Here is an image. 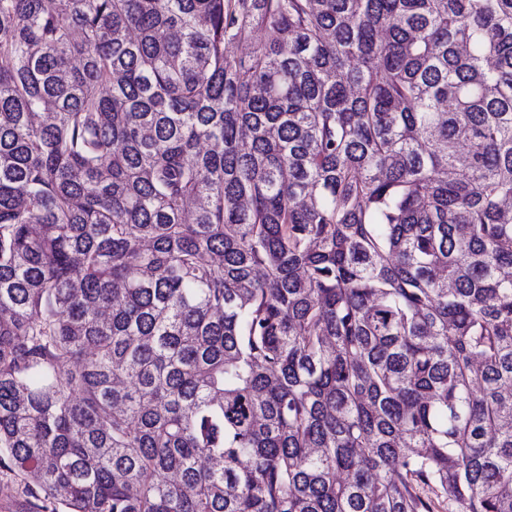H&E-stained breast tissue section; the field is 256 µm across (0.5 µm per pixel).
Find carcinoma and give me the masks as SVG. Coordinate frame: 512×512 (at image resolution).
Masks as SVG:
<instances>
[{
	"instance_id": "obj_1",
	"label": "carcinoma",
	"mask_w": 512,
	"mask_h": 512,
	"mask_svg": "<svg viewBox=\"0 0 512 512\" xmlns=\"http://www.w3.org/2000/svg\"><path fill=\"white\" fill-rule=\"evenodd\" d=\"M511 202L512 0H0V468L512 512Z\"/></svg>"
}]
</instances>
